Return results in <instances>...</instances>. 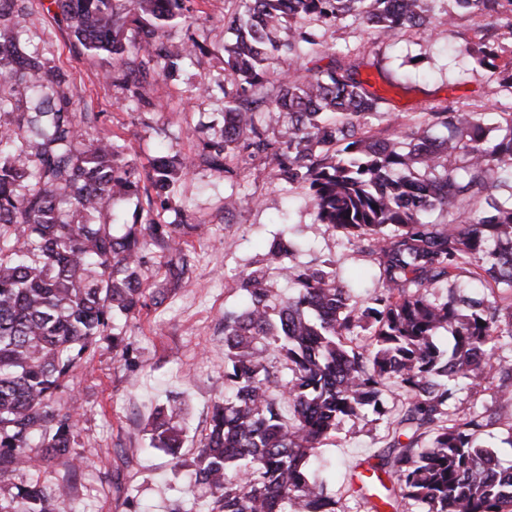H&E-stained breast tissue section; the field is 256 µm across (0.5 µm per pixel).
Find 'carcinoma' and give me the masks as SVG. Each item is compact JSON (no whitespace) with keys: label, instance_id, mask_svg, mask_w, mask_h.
Listing matches in <instances>:
<instances>
[{"label":"carcinoma","instance_id":"obj_1","mask_svg":"<svg viewBox=\"0 0 512 512\" xmlns=\"http://www.w3.org/2000/svg\"><path fill=\"white\" fill-rule=\"evenodd\" d=\"M16 0H0V81L23 84L42 69L39 53L13 32ZM134 18L115 0H58L79 45L112 58L115 77L136 104L147 102V71H180L196 40L174 49L167 28L188 23L185 0H132ZM435 0H243L227 23L224 44V126L203 144L205 162L233 176L229 161L258 157L290 183L304 185L315 221L348 235L368 251L382 288L361 304L341 285L332 261H296L298 244L279 237L261 265L244 275L246 304L224 312V386L210 431L191 461L182 459L184 405L177 399L150 422L151 446L191 470L190 487L212 498L209 512H336L326 482L312 475L317 450L340 420L367 409L385 415L387 385L402 390L378 465L364 478L421 512H512V467H502L483 445L487 412L459 416L448 401L461 380H499L496 399L512 405V359L494 360L512 344V207L494 191L512 189V112L499 114L488 136L486 113L456 102L418 113L406 136L377 138L371 124L391 127L387 99L361 77L362 63L324 40L346 21L388 38L402 29H428ZM448 25L464 16H489L478 41L459 52L491 72L512 94V58H502L496 32L512 39V0H450ZM136 37L122 40L126 22ZM308 54L328 59L302 80L275 64ZM274 97L262 93L270 77ZM27 111L0 100V512H59L70 496L66 482L44 486L27 477L43 461L69 457L78 400L70 380L102 339L123 344L121 321L167 298L146 295L144 249L167 256L169 271L185 254L182 237L204 229L183 213L166 224L137 214L130 224H105L122 197L148 181L169 202L189 164L159 154L148 170L124 145L96 128L98 114H77L60 80L28 86ZM443 127L447 138L430 142ZM448 220H426L433 210ZM294 286L280 297L272 277ZM464 277L481 297L435 288ZM453 327L449 352L436 343ZM372 342L357 346L361 330ZM69 395L56 406L63 395ZM406 440H401V437ZM394 478L389 488L378 471Z\"/></svg>","mask_w":512,"mask_h":512}]
</instances>
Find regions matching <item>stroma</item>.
<instances>
[{"mask_svg":"<svg viewBox=\"0 0 512 512\" xmlns=\"http://www.w3.org/2000/svg\"><path fill=\"white\" fill-rule=\"evenodd\" d=\"M238 0H194L198 23L168 31L171 42L195 37L204 47L175 76L151 75L148 104H133L130 93L113 78L108 66L74 45L67 22L54 0H17L13 23L29 49L39 51L44 68L33 81L61 77V88L73 112H95L101 129L126 146L127 155L148 167L158 152L186 158L191 170L177 185L171 210L201 218L202 236L192 237L187 266L177 288L164 303L131 317L125 328L124 356L112 343L99 341L94 352L75 369L71 386L80 400L73 453L77 467L54 459L36 472L41 483L69 478L72 494L66 512H175L191 508L195 494L175 474L167 453L150 448L147 420L167 396L183 394L187 403L186 433L181 455L191 459L210 426L213 405L224 395V313L239 308L242 273L253 269L275 234L288 231L302 246L303 260L331 259L340 281L359 302L378 289L372 257L341 232L315 223L307 189L273 175L257 158L239 163L237 176L225 178L199 158L201 141L223 124L224 96L197 92L201 77L224 78V43L230 35L225 17ZM433 31L410 30L382 41L354 26L329 29L325 35L337 50L363 60V76L388 99L400 118L429 104L459 101L487 115L496 126L500 113L512 110V95L500 91L489 71L459 56L458 43L474 37L483 18L449 23L448 0H436ZM420 56L419 66L408 64ZM254 197V204L225 212L229 194ZM497 384L484 380L460 383L449 402L463 413L493 409L491 444L503 465L512 464V407L494 402ZM385 415L366 411L364 417L342 419L334 437L320 448V458L333 471L329 496L357 508L359 476L366 461L382 448L389 415L399 404L398 391L382 394Z\"/></svg>","mask_w":512,"mask_h":512,"instance_id":"35a3bbf8","label":"stroma"}]
</instances>
